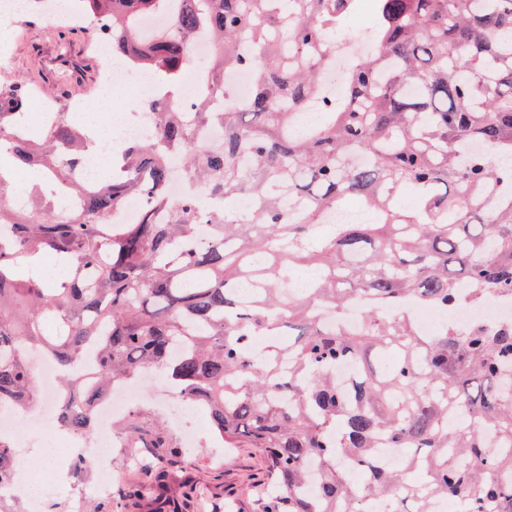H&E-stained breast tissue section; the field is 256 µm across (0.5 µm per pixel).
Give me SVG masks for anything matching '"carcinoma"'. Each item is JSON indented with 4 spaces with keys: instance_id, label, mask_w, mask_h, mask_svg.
I'll use <instances>...</instances> for the list:
<instances>
[{
    "instance_id": "carcinoma-1",
    "label": "carcinoma",
    "mask_w": 512,
    "mask_h": 512,
    "mask_svg": "<svg viewBox=\"0 0 512 512\" xmlns=\"http://www.w3.org/2000/svg\"><path fill=\"white\" fill-rule=\"evenodd\" d=\"M81 2L112 52L162 84L144 110L156 135L126 144L112 178L80 182L78 132L61 119L16 139L28 89L0 85L14 163L79 197L74 209L0 206V407L38 401L25 349L60 367L57 422L74 433L113 386L151 370L206 406L229 447L264 451L266 512H369L372 498L388 512L448 498L512 512V319L425 333L399 310L512 295V171L500 167L512 159V0H376L374 50L326 101L334 34L359 0ZM145 13L169 15L149 45ZM202 32L219 48L195 62L210 95L229 72L252 77L238 111L203 99L181 112L167 90ZM316 98L321 118L296 133ZM214 122L220 146L197 142ZM232 195L258 202L249 221L224 211ZM129 196L149 201L134 222L118 215ZM352 198L365 215L321 232ZM47 252L68 262L59 283L23 274ZM309 266L320 277L301 294L291 283ZM361 294L371 304L352 328ZM287 329L295 340L251 351ZM371 349L392 355L387 370L367 364ZM346 364L361 375L339 382ZM383 444L402 451L398 467L376 460ZM13 464L0 436V477Z\"/></svg>"
}]
</instances>
